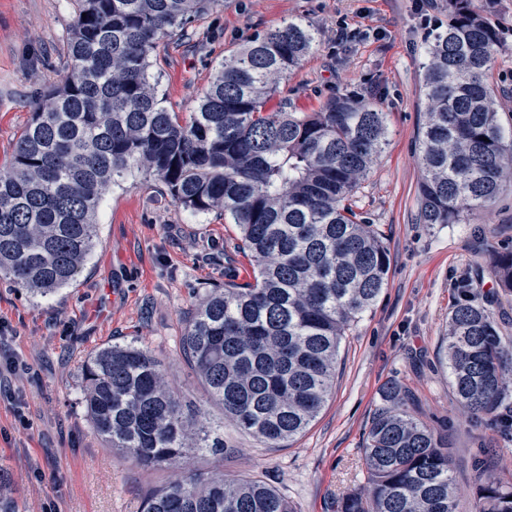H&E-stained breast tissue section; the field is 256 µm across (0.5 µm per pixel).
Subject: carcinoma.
<instances>
[{"mask_svg": "<svg viewBox=\"0 0 512 512\" xmlns=\"http://www.w3.org/2000/svg\"><path fill=\"white\" fill-rule=\"evenodd\" d=\"M66 74L40 94L0 171V278L47 295L75 282L99 243L107 188L139 172L171 201L235 224L253 281L211 289L187 321L181 349L224 417L267 448L302 434L332 393L343 336L382 292L387 247L351 195L383 151L385 113L349 93L318 112H267L281 80L310 53L315 30L268 27L224 57L187 121L151 81L150 58L196 14L224 0H74ZM498 37L472 6L448 0V22L422 62L421 224H458L492 207L512 178V130L490 84ZM512 295V249L492 258ZM439 363L456 403L477 424L512 434V339L489 306L465 293L448 320ZM97 434L135 464L163 468L194 449L224 454V438L184 408L147 350L115 344L83 367ZM364 438L365 492L336 512H459L448 440L405 408L397 381ZM476 512H512V488L475 462ZM142 512H293L260 479L188 470L149 491Z\"/></svg>", "mask_w": 512, "mask_h": 512, "instance_id": "cac0c4a2", "label": "carcinoma"}]
</instances>
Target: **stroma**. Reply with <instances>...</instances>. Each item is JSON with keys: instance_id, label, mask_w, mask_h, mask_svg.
Returning <instances> with one entry per match:
<instances>
[{"instance_id": "obj_1", "label": "stroma", "mask_w": 512, "mask_h": 512, "mask_svg": "<svg viewBox=\"0 0 512 512\" xmlns=\"http://www.w3.org/2000/svg\"><path fill=\"white\" fill-rule=\"evenodd\" d=\"M499 41L491 82L499 118L512 128V0H473ZM73 17L71 0H0V169L31 117L30 101L59 80V56ZM416 0H224L193 19L153 56L151 74L166 106L189 114L225 54L266 28L296 19L317 43L283 80L269 110L317 112L355 93L384 112L387 142L353 197L389 252L387 283L344 337L332 397L303 434L267 448L240 433L211 402L185 361L180 338L209 289L252 279L237 248L236 225L174 205L135 173L106 193L97 214L100 243L77 281L43 297L0 279V365L23 370L0 390V475L19 512H141L146 492L174 480L175 467H137L107 447L84 405L87 357L121 343L147 348L177 398L199 405L224 435L223 456L202 451L187 467L229 477L256 476L294 512H336L338 498L366 485L361 448L392 380L408 409L449 439L460 512H471L475 459L497 455L512 486V439L475 430L458 407L438 357L457 284L496 312L512 336V295L498 288L490 255L512 247V188L461 223L429 227L416 219L421 180L419 131L425 121L421 62L428 42ZM350 37L337 41V26ZM29 425L21 427L16 410Z\"/></svg>"}]
</instances>
